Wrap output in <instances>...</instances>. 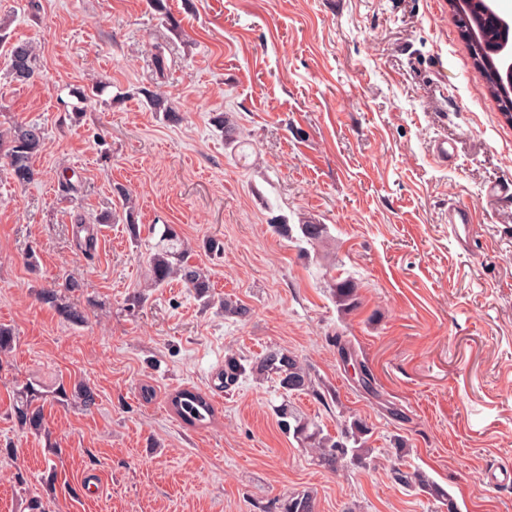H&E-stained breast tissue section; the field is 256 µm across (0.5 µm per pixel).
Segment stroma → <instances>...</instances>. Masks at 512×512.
<instances>
[{"mask_svg": "<svg viewBox=\"0 0 512 512\" xmlns=\"http://www.w3.org/2000/svg\"><path fill=\"white\" fill-rule=\"evenodd\" d=\"M0 0V124H39L21 186L0 174V323L16 332L0 356V512H280L312 492L317 512H447L398 484L424 471L457 512H512V118L489 89L451 0ZM180 22L179 32L165 15ZM31 42L43 75L5 76L11 41ZM165 60L154 67L155 54ZM109 86L73 119L74 90ZM161 93L182 119L152 112ZM236 125L226 141L213 119ZM105 144H98L97 134ZM447 139L448 163L432 154ZM76 173L78 194L58 178ZM134 202L132 241L116 187ZM471 206L466 244L448 208ZM97 224V249L75 242V219ZM322 224L315 242L299 226ZM172 225L207 270L211 308L178 281L150 287L147 229ZM217 238L224 251L210 252ZM36 263H29V255ZM81 283L75 325L40 289ZM343 282L355 305L336 298ZM246 305L245 319L218 303ZM288 350L320 397L282 398L272 379L231 391L224 359ZM90 386L86 409L51 400L45 428L23 430L16 384ZM155 389L153 400L141 388ZM195 387L218 409L184 425L169 409ZM323 432L356 416L372 455L320 467L275 414L282 402ZM404 440L396 452V440Z\"/></svg>", "mask_w": 512, "mask_h": 512, "instance_id": "35a3bbf8", "label": "stroma"}]
</instances>
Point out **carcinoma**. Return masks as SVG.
<instances>
[{
	"label": "carcinoma",
	"instance_id": "1",
	"mask_svg": "<svg viewBox=\"0 0 512 512\" xmlns=\"http://www.w3.org/2000/svg\"><path fill=\"white\" fill-rule=\"evenodd\" d=\"M6 74L20 84H32L41 78L37 54L30 43L17 41L11 45ZM145 95L154 111L163 113L171 121L179 119L178 111L167 100L149 91ZM43 144L44 131L35 123L16 122L7 128L0 126V168L20 185L35 182L39 172L34 168L32 159ZM189 254V247L178 232L170 225H164V230L154 244V253L149 257L150 287L160 288L169 280L178 278L207 306L213 288L210 275L203 268L190 263ZM78 288L80 284L76 281H70L64 286L66 291ZM62 291L55 287L43 288L38 299L65 320L75 324L84 322V310L67 301ZM222 308L226 317L244 318L250 313L249 308L232 298L224 299ZM248 374L275 377L283 394L287 396L311 393L319 399L323 398L315 389L309 368L297 356L285 350L270 348L252 362L234 355L228 356L224 359V370L217 374V379L224 390L228 391ZM71 398L74 403L85 408L95 404L94 392L84 384L74 385ZM13 400V412L19 425L34 433L41 432L44 428L46 394L36 389L33 383L26 382L15 390ZM168 405L182 423L193 428L207 427L216 419V409L210 397L193 387L169 394ZM276 414L280 426L293 432V436L304 448L331 471L347 463L362 464L370 455L367 438L369 428L359 418L345 422L340 435L331 436L323 433L317 425L286 403L278 406ZM395 479L406 487L446 502L448 512H455L454 501L448 492L424 472L397 470ZM282 512H316L315 498L308 491L290 495L282 504Z\"/></svg>",
	"mask_w": 512,
	"mask_h": 512
}]
</instances>
